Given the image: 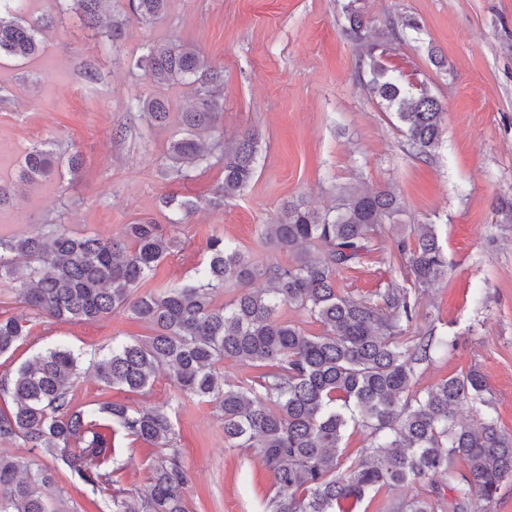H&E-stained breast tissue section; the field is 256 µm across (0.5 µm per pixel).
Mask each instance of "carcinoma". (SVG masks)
I'll use <instances>...</instances> for the list:
<instances>
[{
	"label": "carcinoma",
	"mask_w": 512,
	"mask_h": 512,
	"mask_svg": "<svg viewBox=\"0 0 512 512\" xmlns=\"http://www.w3.org/2000/svg\"><path fill=\"white\" fill-rule=\"evenodd\" d=\"M27 0H0V60L24 62L41 48L43 33L54 26L49 15H33ZM108 0H58L60 10L77 17L96 36L117 48L134 24L152 25L168 12L169 0H127L107 13ZM390 25L371 44L372 93L396 112L418 154L430 156L442 134L445 105L413 84L402 72L380 63L374 52L404 39ZM346 36L365 38L358 12L348 14ZM152 87L130 111L149 127L163 126L170 112L164 91L192 86L194 102L179 113L183 136L170 141L165 172L187 180L218 151L224 177L206 200L211 210L238 196L251 181L260 137L253 131L231 143L214 138L223 104L222 71L200 49L178 41L147 45L137 62ZM79 152L67 158L43 142L19 161L16 182L0 183V207L16 188L45 180L67 164L77 168ZM167 224L138 219L119 235L71 234L44 224L30 234L0 236V283L12 284L18 301L60 323L93 321L126 313L152 330L131 342H115L93 361L107 388L145 389L157 371H173L178 391L211 404L224 424V444L256 454L272 478L267 512H340L347 500L360 503L384 488L440 477L438 487L393 512H472V497L493 512L503 485L512 484V433L500 429L485 398L486 381L473 368L441 380L421 393L413 390L419 368L433 361L448 337L434 330L406 335L418 315L420 290L441 279L448 267L433 225L414 227V237L396 242L413 279L375 298L356 300L336 288V277L361 263L379 227L399 223L397 195L386 189L353 191L344 207L321 214L289 202L267 237L294 255L292 263L256 264L220 236L210 238L208 255L188 283L138 293L177 240L166 226L188 223L198 209L188 196H168ZM260 281L261 288L253 287ZM231 283L239 292L216 304L217 292ZM293 306L307 312L320 331L310 334L280 319ZM31 320L0 313V355L12 353L32 335ZM226 359L249 365L254 375L237 385L224 381L216 366ZM82 355L58 345L35 353L13 377L0 380L14 408L0 410V441H22L32 456L20 458L0 448V512H62L55 474L40 463L48 454L62 461L68 476L108 492L101 512H188L185 491L191 475L181 459L172 413L159 407L131 408L103 401L78 409L72 393L82 372ZM484 408L470 425L458 418L466 406ZM106 417L134 439L158 447L144 494L113 486L112 437L101 431ZM366 434L367 444L348 461L343 443L349 426ZM466 461L464 472L453 468Z\"/></svg>",
	"instance_id": "carcinoma-1"
}]
</instances>
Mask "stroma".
I'll return each instance as SVG.
<instances>
[{
    "mask_svg": "<svg viewBox=\"0 0 512 512\" xmlns=\"http://www.w3.org/2000/svg\"><path fill=\"white\" fill-rule=\"evenodd\" d=\"M35 14L53 13L34 60L0 66V182L14 180L18 160L51 140L58 152L77 147L83 166L60 168L48 180L20 188L0 210V235L44 224L105 237L137 218L164 223L161 197H207L223 175L219 157L187 181L161 176L177 120L155 131L135 120L128 105L151 86L136 61L147 44L175 38L203 48L223 68L224 110L218 133L233 140L246 129L261 134L252 181L220 211L201 209L178 225V243L143 284L146 292L187 279L208 239H228L259 263L287 262L266 240L264 224L291 200L320 211L343 203L342 188L392 189L404 224L434 225L448 257L445 276L422 296L408 335L435 325L456 342L421 367L414 388L423 391L448 376L480 370L486 397L502 430L512 433V0H170L165 19L132 26L119 49L103 46L55 0H28ZM377 31L387 21L416 22L418 39L393 44L383 62L446 107L442 141L432 158L411 151L394 113L366 87L364 43L348 39V10ZM436 47L446 58L434 67ZM99 74L85 81V67ZM384 226L356 267L337 286L354 298L373 297L404 282L407 260ZM123 314L96 321L39 319L30 340L0 356V378L13 375L34 353L67 343L83 359L107 352L113 340L150 335ZM108 399L130 407L156 406L176 415L182 461L192 475L189 512H265L271 476L253 453L224 445L212 407L184 399L169 369L133 393L107 389L84 368L73 403ZM112 444L120 485L143 492L157 448L117 433ZM68 512H97L98 495L72 481L52 457Z\"/></svg>",
    "mask_w": 512,
    "mask_h": 512,
    "instance_id": "35a3bbf8",
    "label": "stroma"
}]
</instances>
